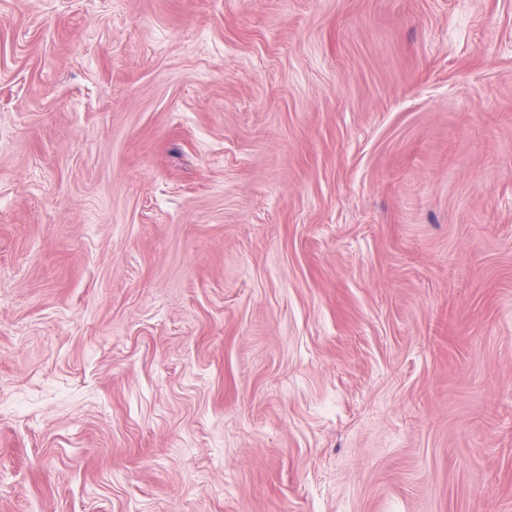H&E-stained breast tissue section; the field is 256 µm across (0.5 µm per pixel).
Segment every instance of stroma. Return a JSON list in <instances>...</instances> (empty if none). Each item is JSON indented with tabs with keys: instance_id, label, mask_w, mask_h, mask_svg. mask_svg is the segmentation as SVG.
Listing matches in <instances>:
<instances>
[{
	"instance_id": "35a3bbf8",
	"label": "stroma",
	"mask_w": 512,
	"mask_h": 512,
	"mask_svg": "<svg viewBox=\"0 0 512 512\" xmlns=\"http://www.w3.org/2000/svg\"><path fill=\"white\" fill-rule=\"evenodd\" d=\"M0 512H512V0H0Z\"/></svg>"
}]
</instances>
